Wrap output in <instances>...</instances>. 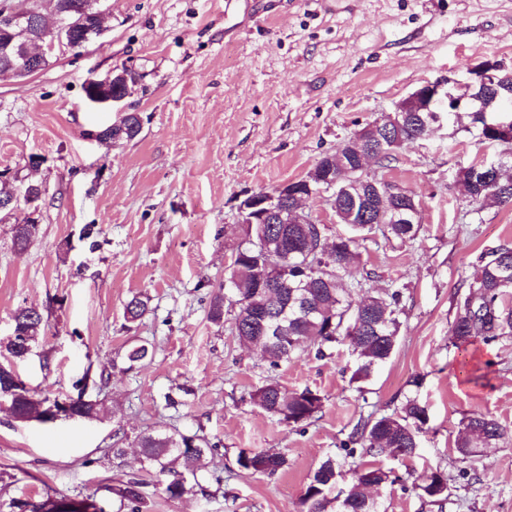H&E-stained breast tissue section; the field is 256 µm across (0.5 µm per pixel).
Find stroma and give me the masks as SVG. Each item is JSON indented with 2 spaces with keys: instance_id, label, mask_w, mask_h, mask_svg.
Instances as JSON below:
<instances>
[{
  "instance_id": "35a3bbf8",
  "label": "stroma",
  "mask_w": 512,
  "mask_h": 512,
  "mask_svg": "<svg viewBox=\"0 0 512 512\" xmlns=\"http://www.w3.org/2000/svg\"><path fill=\"white\" fill-rule=\"evenodd\" d=\"M101 8L100 37L55 51L27 77H0V171L35 173L44 186L38 208L18 204L0 222V339L18 308H38L48 327L19 376L60 399L87 378L88 397L103 407L93 422H18L0 410V512L49 496L113 501L112 477L141 471L138 438L156 431L197 434L218 451L200 489L178 499L146 474L144 512H301L323 459L354 465L342 446L357 421L392 413L408 396L427 405L429 428L397 466L413 479L381 489L383 512H512V336L473 346L475 362L495 364L485 387L460 373L450 333L477 256L512 241V207L473 211L458 180L460 168L505 150L478 144L468 113L402 144L386 169L414 193L422 224L416 240L376 234L360 248L354 298L402 293L397 350L364 389L349 381L347 347L322 359L301 350L273 368L240 343L232 321L207 317L245 235L240 201L306 176L425 82L465 84L486 61L512 71V0H103ZM122 68L138 76L123 107L89 105L88 81ZM125 109L142 117L138 137L121 145L92 137ZM32 219L35 239L14 248L12 226ZM136 295L149 311L132 324L124 312ZM142 343L152 360L127 365V351ZM270 379L317 391L321 413L294 427L269 416L251 395ZM180 386L190 390L182 406L166 407L165 394ZM473 413L499 421L507 436L465 460L455 438ZM118 431L126 440L116 460L105 451ZM249 449L282 452L288 463L272 476L241 470L238 454ZM435 468L448 476L439 505L414 484Z\"/></svg>"
}]
</instances>
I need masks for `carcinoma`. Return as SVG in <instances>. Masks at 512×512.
Returning a JSON list of instances; mask_svg holds the SVG:
<instances>
[{
  "mask_svg": "<svg viewBox=\"0 0 512 512\" xmlns=\"http://www.w3.org/2000/svg\"><path fill=\"white\" fill-rule=\"evenodd\" d=\"M126 90L123 83L105 89L99 84L85 86L86 97L116 95ZM142 123L136 113L126 112L118 121L105 127L102 134L114 144L135 139ZM412 136L411 125L392 133L387 141L381 162L389 163L393 152ZM489 169L469 167L460 172L466 191L476 200L474 209L491 200L501 206L512 205V181L500 180L498 191L485 187L481 178ZM24 198L36 202L42 195V182L27 174L22 179ZM352 234H338L330 239L321 224H249L245 239L237 246L229 266L227 281L232 292L220 288L213 293L208 318L218 324L224 321V306L234 308L233 332L243 344L259 352L270 365L278 366L303 349L315 351L322 358L337 345H345L356 357L350 376L352 383H364L393 355L401 322L399 320L402 294L398 290L368 296L369 305L353 298V288L347 280L354 278L360 259L359 242L380 232L385 238L402 242L413 241L420 231L418 224H392L384 215L376 214L368 222L350 225ZM13 244L23 250L36 236L38 224L30 221L29 230L21 233L13 226ZM264 240L271 253L255 249V242ZM288 253V280L278 288L259 287V278L279 282L276 271L282 257ZM464 291L457 297L456 314L451 326L455 346L464 352L480 339L489 344L503 336L512 335V243H502L479 255L473 272L462 281ZM148 301L135 296L125 306V318L134 323L148 311ZM18 335L0 342V357L16 364L32 354L39 344L46 321L42 313L18 309L14 316ZM83 380L75 387L78 395L62 402L45 397L35 398L34 392L23 385H5L0 378V402L7 404L10 415L17 421L53 420L51 408L68 405L72 414L83 420L99 417L98 401L84 396ZM252 399L265 413L289 425L298 426L321 412L323 397L308 388L289 393L275 380L259 387ZM429 421L428 409L417 397H408L392 413L379 417L368 416L353 428L348 443L358 444L362 453L385 456L403 462L414 457L419 448L420 434ZM482 434L487 444L495 446L506 435V429L494 418L474 414L462 421L455 445L459 453L470 456L476 434ZM144 469L154 470L166 477L164 492L170 498H180L188 492L184 475L173 468L182 463L192 475L204 471L209 456L217 445L193 434H144L138 439ZM391 448L402 452L393 454ZM287 464L286 457L272 450H243L237 465L253 474L273 475ZM342 475L341 464L334 458L325 459L314 471L302 498V512H327L328 492ZM430 481L417 488L431 503L446 499L443 485L448 477L440 470L424 476ZM352 486L344 497H335L336 512H381L379 503L367 496L364 487L373 484H394L402 477L393 467L360 462L351 470ZM112 488L119 505L116 512H142L145 504L143 488L146 482L137 474L120 473ZM10 507L18 512H108L91 496L52 498L40 502L12 501Z\"/></svg>",
  "mask_w": 512,
  "mask_h": 512,
  "instance_id": "carcinoma-1",
  "label": "carcinoma"
}]
</instances>
